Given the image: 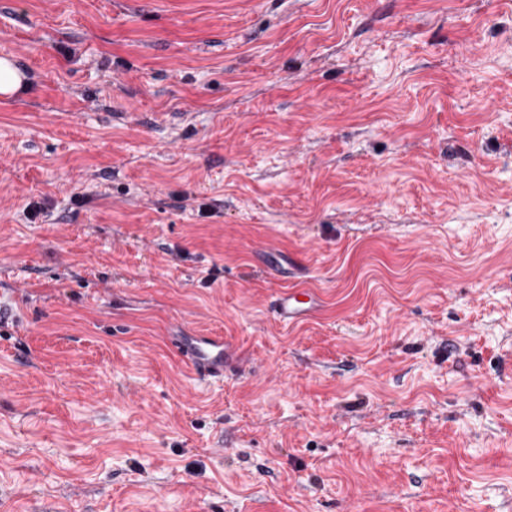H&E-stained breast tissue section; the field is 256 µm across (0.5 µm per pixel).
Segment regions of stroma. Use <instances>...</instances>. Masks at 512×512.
<instances>
[{
  "instance_id": "1",
  "label": "stroma",
  "mask_w": 512,
  "mask_h": 512,
  "mask_svg": "<svg viewBox=\"0 0 512 512\" xmlns=\"http://www.w3.org/2000/svg\"><path fill=\"white\" fill-rule=\"evenodd\" d=\"M1 56L0 512H512V0H0ZM26 75L9 57H0V96L7 98L23 87ZM318 307V299L313 291L289 288L277 295L274 315L285 324H294L313 317ZM176 347L195 370L217 380L223 379L224 373L241 370L248 364L237 348L218 336H196L191 340L177 336Z\"/></svg>"
}]
</instances>
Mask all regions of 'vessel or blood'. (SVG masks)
I'll list each match as a JSON object with an SVG mask.
<instances>
[{
    "mask_svg": "<svg viewBox=\"0 0 512 512\" xmlns=\"http://www.w3.org/2000/svg\"><path fill=\"white\" fill-rule=\"evenodd\" d=\"M316 294L308 289L289 288L281 291L275 302L274 315L283 323L294 324L313 317L318 311ZM178 350L188 358L200 374L217 380L225 373L238 371L247 359L230 343L218 336L177 337Z\"/></svg>",
    "mask_w": 512,
    "mask_h": 512,
    "instance_id": "vessel-or-blood-1",
    "label": "vessel or blood"
}]
</instances>
